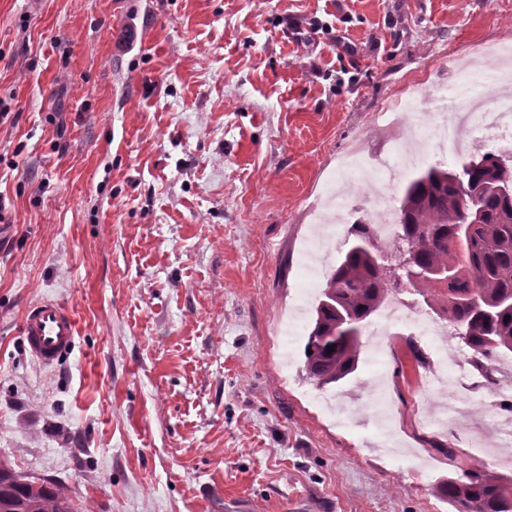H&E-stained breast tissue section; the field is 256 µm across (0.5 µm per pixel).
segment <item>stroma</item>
<instances>
[{
	"label": "stroma",
	"mask_w": 512,
	"mask_h": 512,
	"mask_svg": "<svg viewBox=\"0 0 512 512\" xmlns=\"http://www.w3.org/2000/svg\"><path fill=\"white\" fill-rule=\"evenodd\" d=\"M491 45L512 0H0V459L92 512H454L435 487L512 393L426 426L405 340L375 388L371 345L320 390L304 344L376 217L349 188L427 129L411 82L466 104ZM43 298L79 328L52 367L20 335Z\"/></svg>",
	"instance_id": "obj_1"
}]
</instances>
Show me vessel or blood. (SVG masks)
I'll return each instance as SVG.
<instances>
[{"label":"vessel or blood","mask_w":512,"mask_h":512,"mask_svg":"<svg viewBox=\"0 0 512 512\" xmlns=\"http://www.w3.org/2000/svg\"><path fill=\"white\" fill-rule=\"evenodd\" d=\"M21 334L30 354L41 364L52 366L72 349L78 326L66 307L57 301L44 299L25 310Z\"/></svg>","instance_id":"b4317fda"}]
</instances>
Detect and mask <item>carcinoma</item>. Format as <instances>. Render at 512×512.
<instances>
[{
	"label": "carcinoma",
	"mask_w": 512,
	"mask_h": 512,
	"mask_svg": "<svg viewBox=\"0 0 512 512\" xmlns=\"http://www.w3.org/2000/svg\"><path fill=\"white\" fill-rule=\"evenodd\" d=\"M393 260L371 224L350 226L316 298L304 350L305 371L323 389L357 371L366 324L401 284L452 325L479 372L512 354V160L488 151L460 167L418 169L405 184ZM464 250L455 242L464 228ZM453 277L444 288L433 273ZM334 351H328V346ZM456 512H512V484L483 468L439 485ZM0 512H81L60 487L31 479L0 461Z\"/></svg>",
	"instance_id": "1"
}]
</instances>
